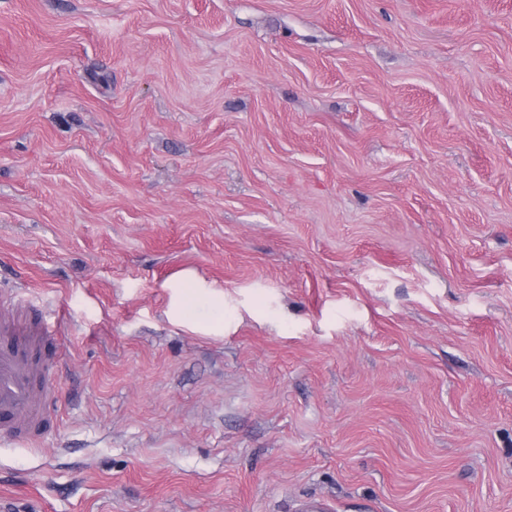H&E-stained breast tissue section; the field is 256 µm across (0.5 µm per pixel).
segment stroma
Instances as JSON below:
<instances>
[{
  "label": "stroma",
  "instance_id": "obj_1",
  "mask_svg": "<svg viewBox=\"0 0 512 512\" xmlns=\"http://www.w3.org/2000/svg\"><path fill=\"white\" fill-rule=\"evenodd\" d=\"M14 288L0 512H512V0H0ZM22 302L26 315L0 310V435L35 440L50 424L44 399L56 395L57 382L49 373L55 333ZM57 396V395H56Z\"/></svg>",
  "mask_w": 512,
  "mask_h": 512
}]
</instances>
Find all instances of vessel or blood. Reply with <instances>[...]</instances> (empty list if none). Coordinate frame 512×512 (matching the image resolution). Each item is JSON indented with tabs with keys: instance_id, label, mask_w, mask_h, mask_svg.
I'll return each instance as SVG.
<instances>
[{
	"instance_id": "1",
	"label": "vessel or blood",
	"mask_w": 512,
	"mask_h": 512,
	"mask_svg": "<svg viewBox=\"0 0 512 512\" xmlns=\"http://www.w3.org/2000/svg\"><path fill=\"white\" fill-rule=\"evenodd\" d=\"M55 334L34 313L0 312V435L37 439L50 423L45 405L57 382L49 373Z\"/></svg>"
}]
</instances>
